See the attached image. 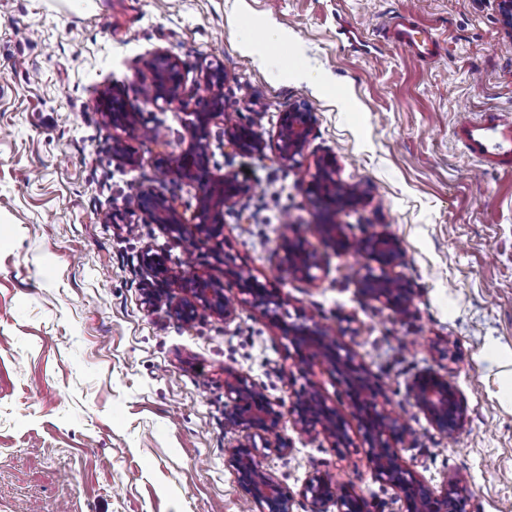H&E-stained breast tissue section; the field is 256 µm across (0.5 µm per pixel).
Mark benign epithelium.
<instances>
[{
  "label": "benign epithelium",
  "mask_w": 512,
  "mask_h": 512,
  "mask_svg": "<svg viewBox=\"0 0 512 512\" xmlns=\"http://www.w3.org/2000/svg\"><path fill=\"white\" fill-rule=\"evenodd\" d=\"M154 75L150 85V100L165 106H175L192 116L189 122L190 142L178 156L164 159L162 164L173 169L183 180L199 185L198 206L191 220L179 212L173 197L152 190L138 194L136 202L112 212V223L123 224L126 216L141 214L149 223L162 225L172 240L184 243L185 233L198 238L215 236L224 229V209H234L250 195V185L233 174L219 177L210 171L209 122L224 116V70L208 65L201 71L202 80L211 91L210 105L206 112L190 107L182 95L185 76L179 61L164 51L154 55ZM112 126L130 134L139 132L136 116L120 105L107 113ZM315 116L303 107L284 113L276 136L266 141L252 126L235 121L224 122V147L235 152L262 155L272 149L278 160L288 166L300 163L314 128ZM304 191L318 200L321 211L319 227L326 241L334 247H345L348 235L345 226L336 223L334 214L357 207L366 191L358 186H346L336 180V160L326 155L315 160V171ZM362 252L371 263L365 266L360 285L371 300L399 310L408 309L414 288L410 282L395 273L402 259L400 242L386 233L361 239ZM279 251V268L290 276L314 282L316 271L321 269L317 255L306 249L297 235L282 236ZM143 264L152 281L166 283L175 278L163 256L147 252ZM224 274L232 277L242 302L251 298L265 308V313L279 325L293 347V359L298 363L321 356L343 377L358 417V430L366 447V456L376 479L390 485L403 501L404 512H465L469 492L456 480L448 481L440 491L428 488L400 455L396 444L402 440L405 429L397 419L379 409L377 392L366 381L364 366L357 363L353 354L343 351L337 339L324 335L317 324L301 322L287 324L281 316L283 302L276 292L241 267L230 263L224 255ZM189 297L170 310L186 322L196 319L203 309L224 317V322L234 319L236 307L224 293V284L206 272H195L184 280ZM415 405L429 423L440 433L452 435L464 424L465 408L456 389L448 379L433 372L415 377L409 385ZM224 425L233 433L250 432L249 440L239 442L227 450L225 463L236 472L250 494L249 512H293V498L275 479L264 471L256 458V448H274L283 453L285 445L272 444L269 436L276 434L280 425L282 403L270 400L246 379L236 373L224 371ZM294 423L300 431L309 433L318 428L334 448L352 444L345 420L326 405L317 390H305L292 404ZM308 503V512H366L364 499L345 491L337 492L331 479L316 471L306 480L301 492Z\"/></svg>",
  "instance_id": "obj_1"
}]
</instances>
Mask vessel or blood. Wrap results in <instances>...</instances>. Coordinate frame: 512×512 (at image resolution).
<instances>
[{"instance_id":"vessel-or-blood-1","label":"vessel or blood","mask_w":512,"mask_h":512,"mask_svg":"<svg viewBox=\"0 0 512 512\" xmlns=\"http://www.w3.org/2000/svg\"><path fill=\"white\" fill-rule=\"evenodd\" d=\"M393 42L424 62L437 60L441 46L428 30L400 16L390 26ZM462 155L485 169L512 171V114L491 112L459 120L452 131Z\"/></svg>"}]
</instances>
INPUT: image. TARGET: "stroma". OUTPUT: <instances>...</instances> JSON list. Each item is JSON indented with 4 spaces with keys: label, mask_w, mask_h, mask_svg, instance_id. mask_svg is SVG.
<instances>
[{
    "label": "stroma",
    "mask_w": 512,
    "mask_h": 512,
    "mask_svg": "<svg viewBox=\"0 0 512 512\" xmlns=\"http://www.w3.org/2000/svg\"><path fill=\"white\" fill-rule=\"evenodd\" d=\"M406 12L444 48L415 59L382 29ZM287 47H265L267 28ZM265 48L260 65L248 46ZM177 58L185 93L204 105L207 62L224 67V107L265 140L282 112L301 106L315 125L300 165L273 152L224 147L209 126L210 168L251 185L245 213L224 216L223 236L191 250L161 225L112 221L127 197L151 189L193 212L196 184L168 175L159 156L189 143L188 117L142 90L157 51ZM118 97L158 139L120 135L103 109ZM512 109V26L499 0H0V512H245L249 495L224 458V372L285 407L261 467L306 512L310 474L363 496L371 512H401L378 481L361 439L331 447L293 425L296 393L315 384L349 428L345 386L320 361L294 362L262 307L238 302L233 321L201 312L184 323L168 309L198 268L223 277L224 258L278 289L282 315L313 320L351 347L380 388V408L407 428L399 449L432 488L469 490L467 512H512V409L483 359L487 339L512 350V173L465 161L452 128L466 113ZM122 137L135 165L112 154ZM368 189L338 214L349 238L387 233L413 283L408 316L360 289L366 259L327 246L320 213L303 193L317 157ZM316 251L314 283L281 274L286 228ZM165 252L176 278L166 304L142 303L146 251ZM446 375L466 418L446 436L416 407L420 372Z\"/></svg>",
    "instance_id": "stroma-1"
}]
</instances>
